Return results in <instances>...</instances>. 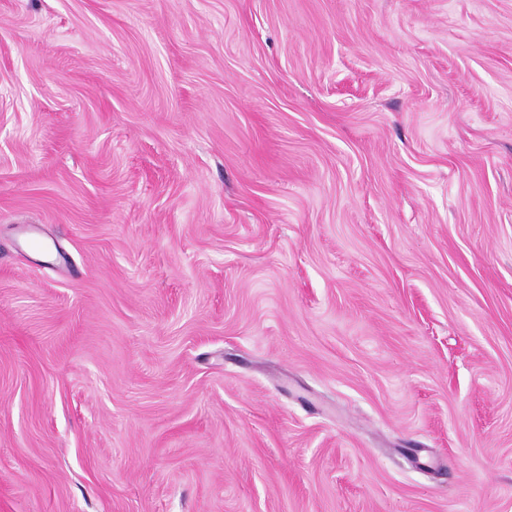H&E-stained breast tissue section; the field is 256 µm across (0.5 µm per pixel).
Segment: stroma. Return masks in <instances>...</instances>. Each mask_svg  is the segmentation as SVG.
<instances>
[{
    "mask_svg": "<svg viewBox=\"0 0 512 512\" xmlns=\"http://www.w3.org/2000/svg\"><path fill=\"white\" fill-rule=\"evenodd\" d=\"M0 512H512V0H0Z\"/></svg>",
    "mask_w": 512,
    "mask_h": 512,
    "instance_id": "stroma-1",
    "label": "stroma"
}]
</instances>
